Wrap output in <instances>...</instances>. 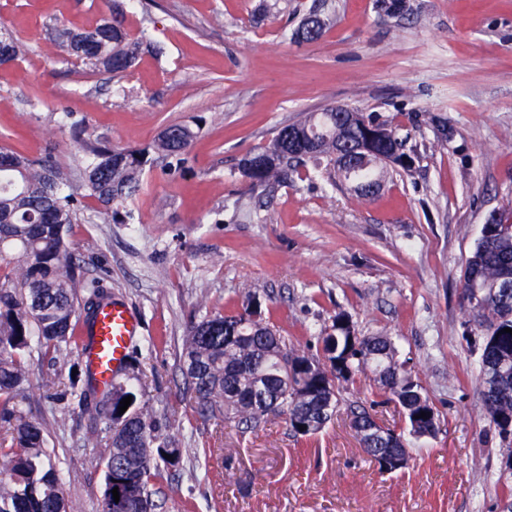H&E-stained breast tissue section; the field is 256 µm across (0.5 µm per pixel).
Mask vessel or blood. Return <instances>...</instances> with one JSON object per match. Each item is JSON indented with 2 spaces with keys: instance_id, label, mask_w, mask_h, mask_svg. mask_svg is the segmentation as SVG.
I'll use <instances>...</instances> for the list:
<instances>
[{
  "instance_id": "obj_1",
  "label": "vessel or blood",
  "mask_w": 512,
  "mask_h": 512,
  "mask_svg": "<svg viewBox=\"0 0 512 512\" xmlns=\"http://www.w3.org/2000/svg\"><path fill=\"white\" fill-rule=\"evenodd\" d=\"M140 333L139 318L124 303L116 300L100 310L84 350L98 382H111L125 361L131 341Z\"/></svg>"
}]
</instances>
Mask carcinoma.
Returning a JSON list of instances; mask_svg holds the SVG:
<instances>
[{
	"label": "carcinoma",
	"mask_w": 512,
	"mask_h": 512,
	"mask_svg": "<svg viewBox=\"0 0 512 512\" xmlns=\"http://www.w3.org/2000/svg\"><path fill=\"white\" fill-rule=\"evenodd\" d=\"M325 26L321 15L309 13L295 36L313 41ZM56 40L69 55L114 75L132 67L141 44L107 19L90 30L62 28ZM25 50L20 40L0 34V64ZM194 136L190 126L174 125L140 148L83 139L74 169L62 166L51 152L31 159L0 148V420L14 422L8 471L0 478V512H68L62 480L45 463L43 426L20 415L14 399L27 379L31 337L46 352H57L75 341L78 325L91 329L99 308L112 300V292L85 277L70 248L72 225L84 219L89 199L97 213L130 223L125 204L142 191L145 170L160 162L177 169ZM309 162L324 165L331 180L354 188L379 180L388 169L411 172L414 157L381 115L331 106L279 128L268 144L242 160L239 172L259 189L292 180ZM461 286L471 321L484 336L479 407L489 429L502 439L503 424H512V335L503 332L512 329L511 208L489 214L482 224L465 259ZM474 289L479 297L473 301ZM321 342L334 359L328 365L289 346L275 327L251 312L217 313L191 324L181 360L199 414L253 428L276 406L294 434L312 437L336 413L338 381L369 372L404 424L400 432L373 436L366 432L370 413L361 406L350 409L359 443L376 463L410 454V437L436 436V409L404 369L391 338L357 336L349 317L340 313ZM76 370L71 385L80 387L85 412L108 422L105 490L123 493L118 503L103 494L101 512H155L151 480L179 468L180 449L159 440L151 408L131 387L117 380L100 386L87 364ZM128 396L132 402L121 414L118 406Z\"/></svg>",
	"instance_id": "obj_1"
}]
</instances>
